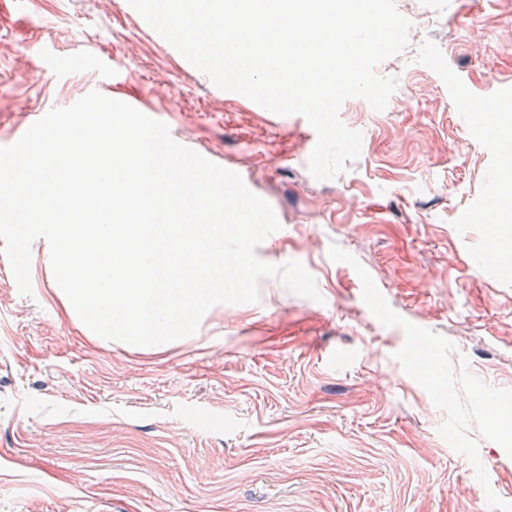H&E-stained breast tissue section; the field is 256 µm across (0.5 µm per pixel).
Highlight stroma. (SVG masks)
<instances>
[{
	"label": "stroma",
	"instance_id": "1",
	"mask_svg": "<svg viewBox=\"0 0 512 512\" xmlns=\"http://www.w3.org/2000/svg\"><path fill=\"white\" fill-rule=\"evenodd\" d=\"M409 46L385 110L347 100L359 157L307 168L316 134L216 88L127 0H0V147L32 114L103 90L238 173L281 224L256 249L301 262L320 301L274 279L167 344L105 340L32 244V295L0 265V512H489L445 414L393 355L403 331L362 299L352 254L390 307L449 339L470 373L512 390V203L487 237L486 197L512 182V0H395ZM490 489L512 457L484 440Z\"/></svg>",
	"mask_w": 512,
	"mask_h": 512
}]
</instances>
